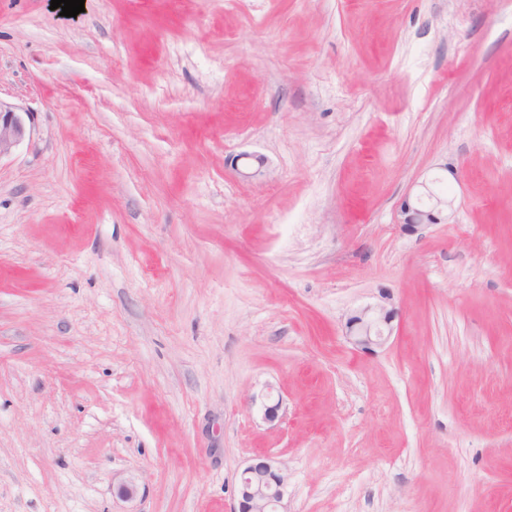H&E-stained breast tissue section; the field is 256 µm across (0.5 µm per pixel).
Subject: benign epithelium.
Listing matches in <instances>:
<instances>
[{"instance_id": "7a95c632", "label": "benign epithelium", "mask_w": 512, "mask_h": 512, "mask_svg": "<svg viewBox=\"0 0 512 512\" xmlns=\"http://www.w3.org/2000/svg\"><path fill=\"white\" fill-rule=\"evenodd\" d=\"M27 133L23 113L0 102V158L11 155ZM433 203L424 207L422 195H408L399 205L398 224L407 232H415L424 224H439L448 209V200L426 190ZM395 315L390 295L380 292V300L351 315L345 324L346 336L363 351H372L384 341L386 329ZM287 486V477L276 457L254 456L240 475L237 490L238 506L234 512H280Z\"/></svg>"}]
</instances>
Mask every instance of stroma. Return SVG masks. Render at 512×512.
Returning <instances> with one entry per match:
<instances>
[{
  "mask_svg": "<svg viewBox=\"0 0 512 512\" xmlns=\"http://www.w3.org/2000/svg\"><path fill=\"white\" fill-rule=\"evenodd\" d=\"M50 2L0 0V512H230L261 453L286 512H512V0ZM23 114L0 102V159L11 155L26 136ZM427 197L434 200L429 207L423 205L422 195H407L399 205L398 222L406 232H415L423 224H440L443 213L448 211V200L439 198L430 189L425 190ZM379 297L378 303L357 310L345 324L346 336L363 351H372L383 343L386 329L395 315L393 307L389 308L390 295L382 290Z\"/></svg>",
  "mask_w": 512,
  "mask_h": 512,
  "instance_id": "35a3bbf8",
  "label": "stroma"
}]
</instances>
